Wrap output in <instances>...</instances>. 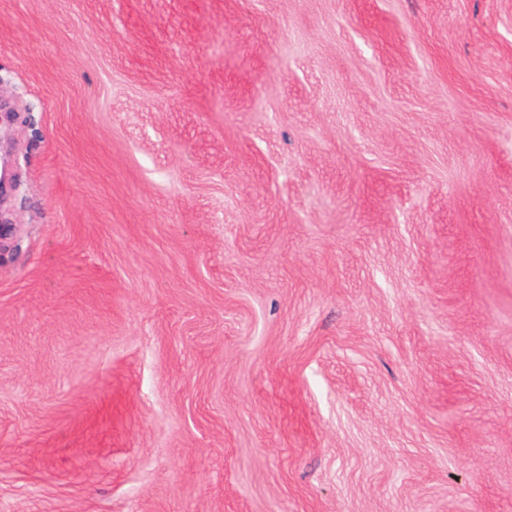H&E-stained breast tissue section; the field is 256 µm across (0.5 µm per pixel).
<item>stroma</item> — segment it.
<instances>
[{
  "label": "stroma",
  "instance_id": "1",
  "mask_svg": "<svg viewBox=\"0 0 512 512\" xmlns=\"http://www.w3.org/2000/svg\"><path fill=\"white\" fill-rule=\"evenodd\" d=\"M0 512H512V0H0Z\"/></svg>",
  "mask_w": 512,
  "mask_h": 512
}]
</instances>
